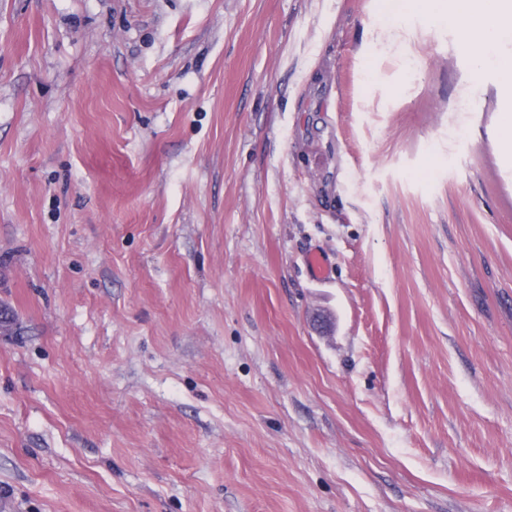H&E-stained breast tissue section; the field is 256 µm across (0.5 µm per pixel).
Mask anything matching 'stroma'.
<instances>
[{"instance_id":"1","label":"stroma","mask_w":512,"mask_h":512,"mask_svg":"<svg viewBox=\"0 0 512 512\" xmlns=\"http://www.w3.org/2000/svg\"><path fill=\"white\" fill-rule=\"evenodd\" d=\"M499 112L409 0H0V512H512Z\"/></svg>"}]
</instances>
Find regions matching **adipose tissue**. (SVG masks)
I'll return each mask as SVG.
<instances>
[{
  "label": "adipose tissue",
  "instance_id": "adipose-tissue-1",
  "mask_svg": "<svg viewBox=\"0 0 512 512\" xmlns=\"http://www.w3.org/2000/svg\"><path fill=\"white\" fill-rule=\"evenodd\" d=\"M429 6L442 16L461 19L463 49L479 63L496 68L503 108L500 152L512 162V55L498 52L503 31L496 25L498 19L512 15V0H430Z\"/></svg>",
  "mask_w": 512,
  "mask_h": 512
}]
</instances>
